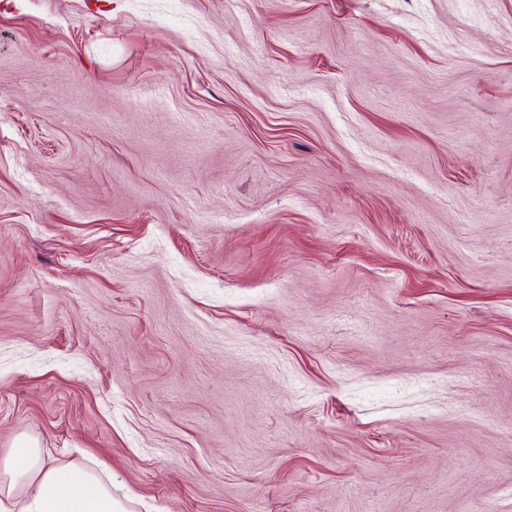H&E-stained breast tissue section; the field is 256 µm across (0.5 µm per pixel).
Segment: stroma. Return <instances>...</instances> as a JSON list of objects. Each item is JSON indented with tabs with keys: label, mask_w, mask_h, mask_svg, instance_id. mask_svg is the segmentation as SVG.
<instances>
[{
	"label": "stroma",
	"mask_w": 512,
	"mask_h": 512,
	"mask_svg": "<svg viewBox=\"0 0 512 512\" xmlns=\"http://www.w3.org/2000/svg\"><path fill=\"white\" fill-rule=\"evenodd\" d=\"M129 512H512V0H0V448Z\"/></svg>",
	"instance_id": "stroma-1"
}]
</instances>
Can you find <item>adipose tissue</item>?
I'll return each mask as SVG.
<instances>
[{
	"label": "adipose tissue",
	"mask_w": 512,
	"mask_h": 512,
	"mask_svg": "<svg viewBox=\"0 0 512 512\" xmlns=\"http://www.w3.org/2000/svg\"><path fill=\"white\" fill-rule=\"evenodd\" d=\"M0 512H127L108 467L55 465L36 439L16 435L0 454Z\"/></svg>",
	"instance_id": "obj_1"
}]
</instances>
